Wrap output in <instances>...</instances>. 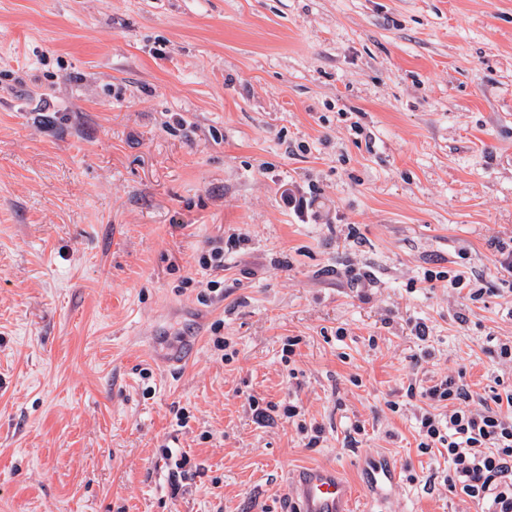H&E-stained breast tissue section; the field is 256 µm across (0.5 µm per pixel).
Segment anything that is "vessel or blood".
I'll list each match as a JSON object with an SVG mask.
<instances>
[{"mask_svg":"<svg viewBox=\"0 0 512 512\" xmlns=\"http://www.w3.org/2000/svg\"><path fill=\"white\" fill-rule=\"evenodd\" d=\"M296 495L301 504L299 512H349L350 487L327 467L305 470Z\"/></svg>","mask_w":512,"mask_h":512,"instance_id":"b4317fda","label":"vessel or blood"}]
</instances>
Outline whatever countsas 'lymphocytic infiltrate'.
I'll return each mask as SVG.
<instances>
[{"mask_svg":"<svg viewBox=\"0 0 512 512\" xmlns=\"http://www.w3.org/2000/svg\"><path fill=\"white\" fill-rule=\"evenodd\" d=\"M406 395L427 402L415 417L417 447L446 450L449 492L476 512H512V387L492 391L477 409L468 406L472 393L461 374L408 385Z\"/></svg>","mask_w":512,"mask_h":512,"instance_id":"1","label":"lymphocytic infiltrate"}]
</instances>
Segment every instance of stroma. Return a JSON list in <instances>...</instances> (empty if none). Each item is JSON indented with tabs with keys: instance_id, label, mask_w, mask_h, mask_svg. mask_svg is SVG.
I'll list each match as a JSON object with an SVG mask.
<instances>
[{
	"instance_id": "35a3bbf8",
	"label": "stroma",
	"mask_w": 512,
	"mask_h": 512,
	"mask_svg": "<svg viewBox=\"0 0 512 512\" xmlns=\"http://www.w3.org/2000/svg\"><path fill=\"white\" fill-rule=\"evenodd\" d=\"M510 241L512 0H0V512H474L405 390L512 385ZM298 512H350L351 491L336 472L327 467L305 470L296 489Z\"/></svg>"
}]
</instances>
